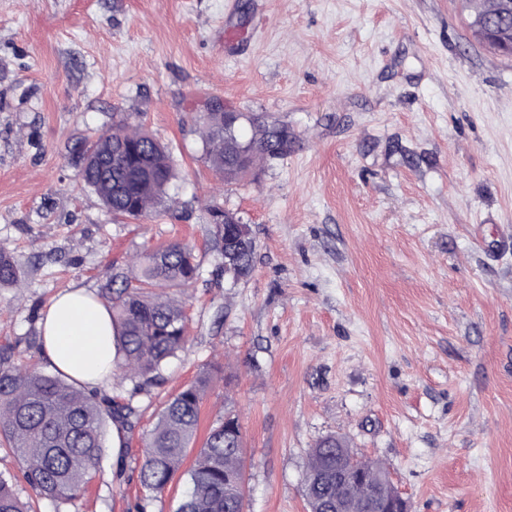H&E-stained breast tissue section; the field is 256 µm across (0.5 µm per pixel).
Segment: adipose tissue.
<instances>
[{
  "instance_id": "ef3b65f1",
  "label": "adipose tissue",
  "mask_w": 512,
  "mask_h": 512,
  "mask_svg": "<svg viewBox=\"0 0 512 512\" xmlns=\"http://www.w3.org/2000/svg\"><path fill=\"white\" fill-rule=\"evenodd\" d=\"M109 323L107 307L87 289L58 295L39 322L45 359L86 389L101 387L115 355Z\"/></svg>"
}]
</instances>
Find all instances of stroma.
<instances>
[{
  "label": "stroma",
  "instance_id": "35a3bbf8",
  "mask_svg": "<svg viewBox=\"0 0 512 512\" xmlns=\"http://www.w3.org/2000/svg\"><path fill=\"white\" fill-rule=\"evenodd\" d=\"M470 0H0V345L29 352L53 297L99 291L144 249L195 244L190 342L107 430L78 512H175L139 484L163 402L201 372V428L238 414L244 512H308L328 434L382 464L411 512H512V58ZM242 35L233 55L224 32ZM218 102L286 127L287 154L225 182L194 118ZM139 115L168 143L166 212L115 220L78 147ZM254 270L225 278L210 206ZM23 271L13 259L10 251L0 246V286L17 285L22 281Z\"/></svg>",
  "mask_w": 512,
  "mask_h": 512
}]
</instances>
